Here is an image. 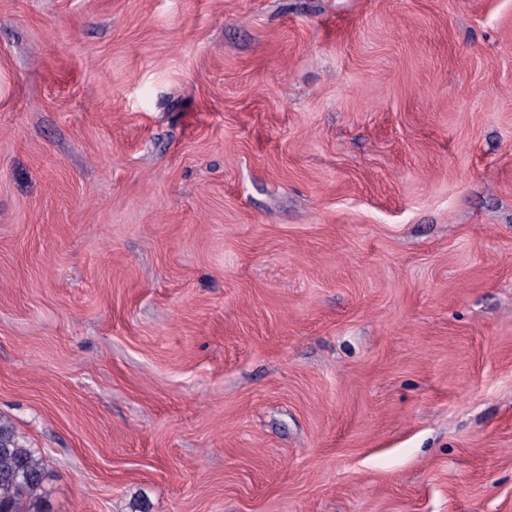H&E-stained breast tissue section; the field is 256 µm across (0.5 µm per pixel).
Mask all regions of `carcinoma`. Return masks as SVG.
<instances>
[{"instance_id": "obj_1", "label": "carcinoma", "mask_w": 512, "mask_h": 512, "mask_svg": "<svg viewBox=\"0 0 512 512\" xmlns=\"http://www.w3.org/2000/svg\"><path fill=\"white\" fill-rule=\"evenodd\" d=\"M48 479L40 458L0 424V512H40L38 491Z\"/></svg>"}]
</instances>
